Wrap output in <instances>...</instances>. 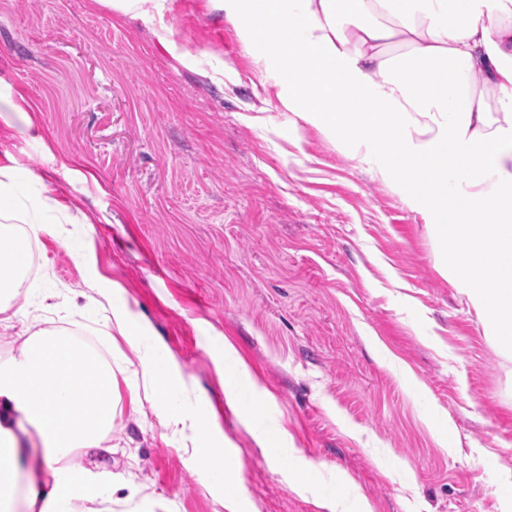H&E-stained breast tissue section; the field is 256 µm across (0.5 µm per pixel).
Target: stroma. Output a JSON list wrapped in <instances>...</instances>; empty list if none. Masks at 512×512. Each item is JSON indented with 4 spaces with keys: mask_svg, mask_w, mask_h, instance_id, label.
Listing matches in <instances>:
<instances>
[{
    "mask_svg": "<svg viewBox=\"0 0 512 512\" xmlns=\"http://www.w3.org/2000/svg\"><path fill=\"white\" fill-rule=\"evenodd\" d=\"M160 41L96 0H0V103L24 100L28 133L0 122V159L49 179L69 214L34 210L32 283L48 312L95 334L72 303L87 275L63 241L85 215L97 272L125 290L237 457L207 488L154 401L113 359V472L155 512H512V360L447 277L445 247L396 178L375 177L347 130L328 136L276 110L234 27L206 0H175ZM204 57L223 85L182 62ZM231 343L267 423L287 430L312 492L294 491L228 404L214 361ZM446 412L438 430L433 410Z\"/></svg>",
    "mask_w": 512,
    "mask_h": 512,
    "instance_id": "35a3bbf8",
    "label": "stroma"
}]
</instances>
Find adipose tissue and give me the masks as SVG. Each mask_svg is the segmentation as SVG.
Segmentation results:
<instances>
[{"mask_svg": "<svg viewBox=\"0 0 512 512\" xmlns=\"http://www.w3.org/2000/svg\"><path fill=\"white\" fill-rule=\"evenodd\" d=\"M117 18L163 22L173 0H99ZM238 30L280 106L305 124L358 133L375 176L405 175L402 195L446 245V274L512 357V0H209ZM0 224V326L20 344L0 363V512H112L117 489L132 506L141 489L101 464L111 453L114 372L66 330L37 328L23 287L28 236ZM89 273L86 304L104 334L121 336L139 362L144 395L161 423L188 433L190 456L212 488L234 474L205 403L187 404L182 374L164 345L135 320L121 288L103 279L88 234L68 238ZM256 438L308 489L285 430L247 407Z\"/></svg>", "mask_w": 512, "mask_h": 512, "instance_id": "ef3b65f1", "label": "adipose tissue"}]
</instances>
